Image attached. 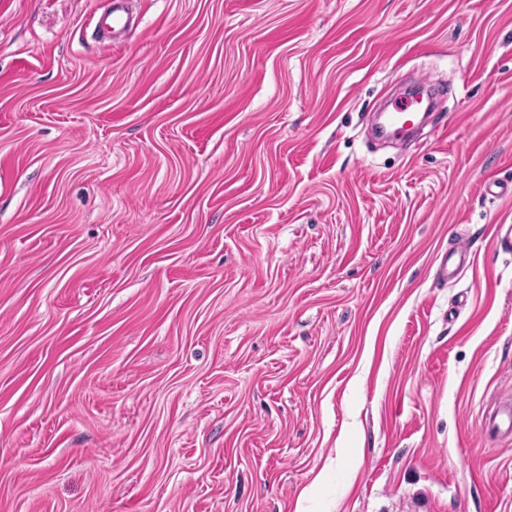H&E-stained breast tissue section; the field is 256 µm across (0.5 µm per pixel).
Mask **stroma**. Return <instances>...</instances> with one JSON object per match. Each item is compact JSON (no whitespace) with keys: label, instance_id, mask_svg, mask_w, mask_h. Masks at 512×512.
<instances>
[{"label":"stroma","instance_id":"35a3bbf8","mask_svg":"<svg viewBox=\"0 0 512 512\" xmlns=\"http://www.w3.org/2000/svg\"><path fill=\"white\" fill-rule=\"evenodd\" d=\"M107 2L0 0V512H512V0ZM126 0H113L112 10L97 22L96 28L103 38L115 41L126 34L129 17L124 7ZM418 101L413 97L395 98L390 103L387 112L380 115L376 126V132L379 136H388L399 134L411 129L414 124V112H416ZM469 251V244L464 239L458 240L453 251L449 255L445 254L439 261L437 269L439 279L448 281V279L454 278L456 270L453 267L456 261L465 262ZM484 427L497 437L507 438L512 436V405L502 403L488 412L485 416Z\"/></svg>","mask_w":512,"mask_h":512}]
</instances>
